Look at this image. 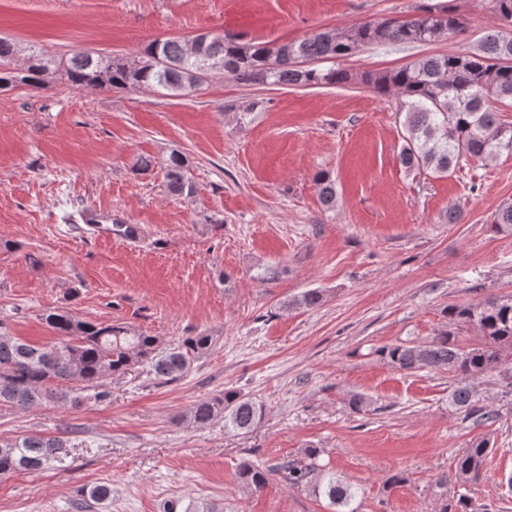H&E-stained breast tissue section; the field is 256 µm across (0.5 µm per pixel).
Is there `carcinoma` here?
Instances as JSON below:
<instances>
[{"instance_id": "carcinoma-1", "label": "carcinoma", "mask_w": 512, "mask_h": 512, "mask_svg": "<svg viewBox=\"0 0 512 512\" xmlns=\"http://www.w3.org/2000/svg\"><path fill=\"white\" fill-rule=\"evenodd\" d=\"M490 8L505 28L486 35L475 47L423 57L400 67L369 71L355 77L337 61L360 49L389 43L435 44L465 31L466 21L446 6L423 5L418 13L363 22L346 30L324 28L299 42L270 46L244 42L233 34L199 33L190 40L156 39L136 59L94 58L88 54L52 59L31 52L17 64L20 49L0 38V90L17 85L38 88L56 74L71 89L160 88L170 96L201 90V76L223 72L244 84L276 86H342L358 79L373 92L395 103L403 117L401 165L428 177L441 178L463 168L469 159L491 162L512 154V124L501 118L493 103L512 100V0H490ZM187 159L170 155L166 163L168 189L190 196L194 184L186 176ZM324 209L336 204V181L327 171L314 176ZM448 329L422 344L383 346L379 356L400 371L446 370L460 384L453 402L473 406L466 383L512 363V297H489L477 304H454L446 309ZM44 321L56 336L37 345L10 335L0 322V407L27 409L42 403L78 406L102 397L109 379L145 366L165 383L183 378L196 361L212 350L213 337L199 333L177 345L163 347L155 336L123 324L87 321L63 310L49 311ZM471 326L479 343L461 347L454 330ZM262 416L252 399L228 390L197 400L183 420L199 427L222 417L237 430L250 431ZM66 441L57 437L24 436L0 440V476L35 472L62 459ZM489 440L483 438L459 455L454 478L462 492L447 500L439 512H482L466 489L487 478ZM320 450L306 451L307 463H285L275 471L245 460L237 477L256 491L276 473L289 487L325 495L336 507H351L355 493L317 464Z\"/></svg>"}]
</instances>
